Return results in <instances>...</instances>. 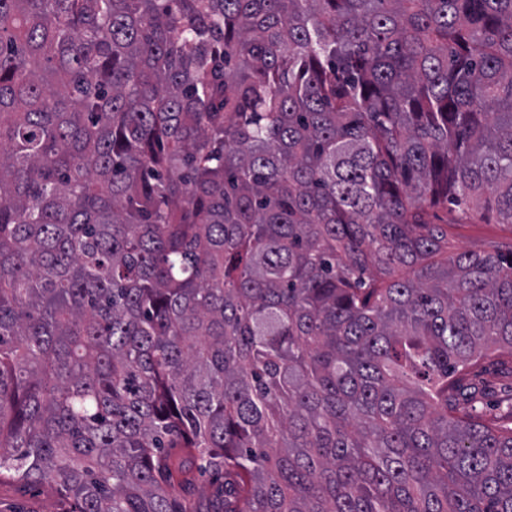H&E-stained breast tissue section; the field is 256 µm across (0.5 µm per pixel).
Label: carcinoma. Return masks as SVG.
<instances>
[{
  "label": "carcinoma",
  "instance_id": "obj_1",
  "mask_svg": "<svg viewBox=\"0 0 512 512\" xmlns=\"http://www.w3.org/2000/svg\"><path fill=\"white\" fill-rule=\"evenodd\" d=\"M440 206L512 225V0H0V477L512 512V247ZM440 224L448 220L449 252L465 250L479 251L493 249L495 245L508 244L512 241V226L498 224L495 209L486 213V217H477L466 223H455L456 216L445 207L436 211ZM469 379L485 392L475 412L488 422L512 427V375L491 357L471 369ZM190 493L197 501L204 503L216 499L220 494V487L208 475H201L195 472Z\"/></svg>",
  "mask_w": 512,
  "mask_h": 512
}]
</instances>
